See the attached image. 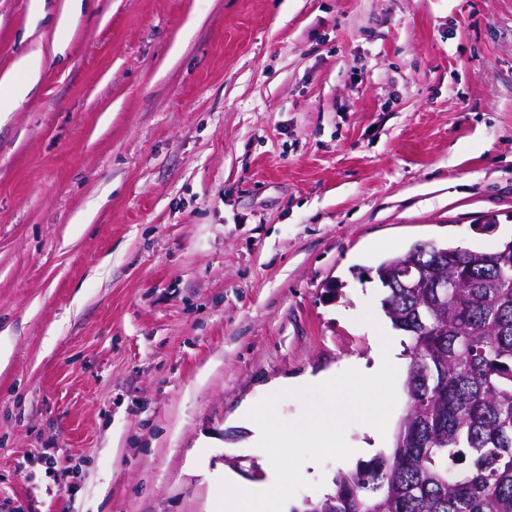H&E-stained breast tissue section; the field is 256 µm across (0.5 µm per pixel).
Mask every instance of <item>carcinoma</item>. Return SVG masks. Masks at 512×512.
<instances>
[{"label": "carcinoma", "mask_w": 512, "mask_h": 512, "mask_svg": "<svg viewBox=\"0 0 512 512\" xmlns=\"http://www.w3.org/2000/svg\"><path fill=\"white\" fill-rule=\"evenodd\" d=\"M448 267V297L388 288L412 339L408 409L392 451L340 474L293 512H512V241L494 252L419 243Z\"/></svg>", "instance_id": "cac0c4a2"}]
</instances>
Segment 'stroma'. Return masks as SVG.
Returning <instances> with one entry per match:
<instances>
[{
    "label": "stroma",
    "mask_w": 512,
    "mask_h": 512,
    "mask_svg": "<svg viewBox=\"0 0 512 512\" xmlns=\"http://www.w3.org/2000/svg\"><path fill=\"white\" fill-rule=\"evenodd\" d=\"M70 3L0 0V512H210L277 380L404 385L380 261L512 240V0ZM17 73L24 75V80L17 82L12 75L4 78L11 85L9 94L0 96V112L11 110L20 100L24 99L31 88L37 83L42 71V55L31 52L17 59L14 65Z\"/></svg>",
    "instance_id": "obj_1"
}]
</instances>
